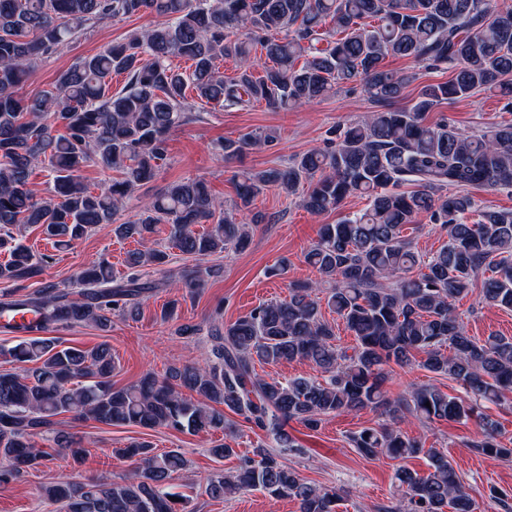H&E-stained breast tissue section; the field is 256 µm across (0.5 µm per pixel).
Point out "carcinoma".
<instances>
[{
    "instance_id": "cac0c4a2",
    "label": "carcinoma",
    "mask_w": 512,
    "mask_h": 512,
    "mask_svg": "<svg viewBox=\"0 0 512 512\" xmlns=\"http://www.w3.org/2000/svg\"><path fill=\"white\" fill-rule=\"evenodd\" d=\"M146 13L161 21L80 59L53 89L18 94L37 60L73 41L84 25ZM258 52L268 60L259 76ZM390 55L445 64L451 76L422 87L409 106L394 107L411 77L385 68ZM176 57L191 61L192 71L175 69ZM226 58L236 64L228 77L219 71ZM114 74L125 77L116 93ZM351 82L360 83L381 110L347 124L329 147H314L284 168L241 174L234 210H225L206 182L195 178L167 185L136 219L116 223L126 202L155 178L169 136L189 118L186 90L221 108L263 102L290 110ZM508 91L512 7L496 0H0V250L9 255L0 264V282L9 286L0 313H31L43 332L75 323L105 330L113 312L131 311L133 300L155 288L137 275L115 285L112 266L103 262L82 273L81 301L55 284L27 293L26 282L43 274L49 256L37 257L16 240L20 224L39 227L58 246L100 225L119 239L143 242L156 225L168 224L177 248L204 258L247 248L249 227L237 222L236 213L251 210L268 189L302 194L301 205L313 214L334 210L349 196L368 200L366 209L320 225L305 254L320 281L292 285L288 300L262 303L210 329L218 340L210 366H185L162 379L148 373L115 388L107 343L80 350L35 337L8 349L6 355L23 368L0 372V485L44 465L49 454L34 437L52 430L65 413L109 426L222 432L224 442L209 449L222 460L235 454V437L226 432L230 411L272 433L281 453L259 450L240 458L234 473L208 480L209 497L258 489L297 501L299 512H336V491L305 483L281 460L296 448L285 427L296 421L316 431L329 414L382 409L387 422L350 435V444L368 459L405 460L424 452L429 471L399 467L400 502L380 512H476L448 457L398 429L408 415L458 420L475 408L425 384L412 385L392 402L386 366L416 364L447 375L476 401H498L512 392V338L469 335L452 304L488 272L483 301L512 310V210L465 221L475 211L466 188L512 187V122L481 134L446 120L427 122L445 102ZM276 139V132L259 130L226 139L220 149L231 159ZM91 162L105 175L96 192L80 176ZM39 165L53 178L45 198L29 188ZM423 215L448 236L428 258L404 234ZM208 222L207 231L192 230ZM166 261L164 250L151 248L132 253L130 266ZM211 273L185 271L184 287L198 291ZM324 286L328 308L354 336L350 351L336 344L335 327L312 297ZM292 361L309 362L327 378L282 382L255 372L257 363ZM185 389L198 399L184 397ZM479 428L471 448L512 457V442L500 439L494 423L483 419ZM54 441L80 461L83 449L72 447L66 434L56 432ZM127 455L137 465L118 481L62 477L37 493L58 512H187L184 496L169 491L187 465L180 452L157 453L140 442Z\"/></svg>"
}]
</instances>
